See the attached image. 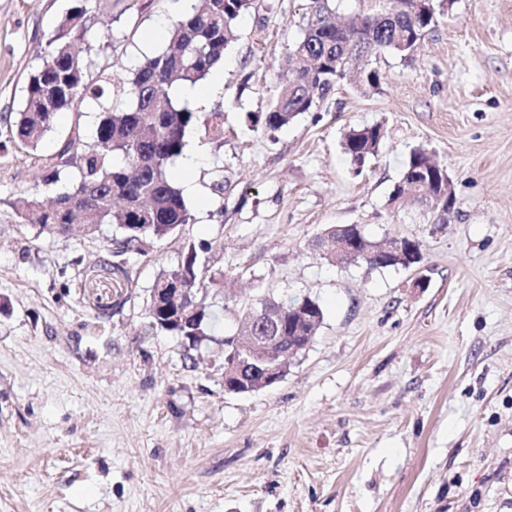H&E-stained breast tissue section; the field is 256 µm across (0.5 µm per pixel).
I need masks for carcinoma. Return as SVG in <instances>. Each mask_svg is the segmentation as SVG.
<instances>
[{
	"label": "carcinoma",
	"mask_w": 512,
	"mask_h": 512,
	"mask_svg": "<svg viewBox=\"0 0 512 512\" xmlns=\"http://www.w3.org/2000/svg\"><path fill=\"white\" fill-rule=\"evenodd\" d=\"M76 2L45 41L14 126L18 139L35 150L58 113L92 101L100 109L95 137L87 142L77 129L56 155L43 160L44 185L69 184L56 193L52 204L44 203L35 187L21 194L14 208L22 223L61 236L69 235L73 224H111L121 236L122 252L141 255L145 246L175 235L192 221L168 173L184 153L187 133L198 127L215 135L224 132L223 110L195 112L176 98L173 87L177 82L195 85L208 77L235 41L238 18L256 8V0H203L201 8L174 19L167 48L145 56L132 77L119 81L105 73L90 78L89 62L82 54V46L89 45V0ZM436 19L433 0H386L380 9L347 23L337 19L334 0H310L306 22L290 48L288 76L268 111L250 115L252 125L275 132L312 111L340 83L351 80L350 65L360 51L371 58L385 52L411 57ZM382 138L380 124L353 128L344 135L343 152L356 172L377 154ZM441 175H447L446 169L427 148L412 149L390 201L399 193H410L411 184L422 185ZM126 224H137L139 230L130 232L124 229ZM346 233L348 240H359L357 249L370 251V258L361 256L360 262L373 269L393 266L391 254L374 252L375 242L366 235L354 227ZM196 263L197 251L190 244L178 266L162 271L154 287L181 279L203 292L205 283L197 277ZM267 305L296 307L293 319L271 328L285 346L315 336L323 322L320 305L309 297L271 300ZM154 327L178 336H206L213 317L203 311L184 325ZM224 355L250 357L252 351L242 337L230 336L224 338Z\"/></svg>",
	"instance_id": "1"
}]
</instances>
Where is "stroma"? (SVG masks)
Here are the masks:
<instances>
[{
  "instance_id": "obj_1",
  "label": "stroma",
  "mask_w": 512,
  "mask_h": 512,
  "mask_svg": "<svg viewBox=\"0 0 512 512\" xmlns=\"http://www.w3.org/2000/svg\"><path fill=\"white\" fill-rule=\"evenodd\" d=\"M200 0H92L90 75H129ZM309 0H260L224 55V136L177 185L193 221L110 270L115 229L57 236L14 203L92 104L59 113L37 149L11 124L37 53L75 0H0V512H512V0H447L408 59L382 54L377 88L346 83L273 133ZM380 124L354 171L350 128ZM447 170V223L389 196L411 150ZM223 170V194L212 188ZM336 224L419 242L410 267L330 264ZM215 278L197 343L152 327L161 271L187 245ZM308 297L324 320L276 385L224 389V339L258 299Z\"/></svg>"
}]
</instances>
